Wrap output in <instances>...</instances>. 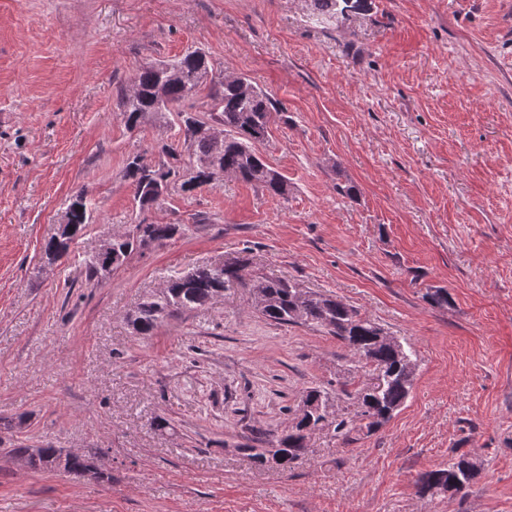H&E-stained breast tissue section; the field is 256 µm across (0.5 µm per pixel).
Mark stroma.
<instances>
[{
  "instance_id": "obj_1",
  "label": "stroma",
  "mask_w": 512,
  "mask_h": 512,
  "mask_svg": "<svg viewBox=\"0 0 512 512\" xmlns=\"http://www.w3.org/2000/svg\"><path fill=\"white\" fill-rule=\"evenodd\" d=\"M196 45L269 93L260 149L287 197L226 178L136 206L128 158L179 136L128 128L120 93ZM81 189L91 221L41 270ZM143 222L184 232L87 280L101 238ZM227 257L409 343L401 410L346 445L315 435L288 471L238 452L284 433L307 388L372 376L240 287L133 333L145 295ZM46 445L93 453L103 479L10 454ZM460 453L482 463L467 494H421ZM0 512H512V0H372L338 23L309 0H0Z\"/></svg>"
}]
</instances>
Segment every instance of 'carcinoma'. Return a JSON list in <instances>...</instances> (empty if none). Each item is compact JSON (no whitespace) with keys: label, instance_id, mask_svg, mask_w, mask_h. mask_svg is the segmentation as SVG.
<instances>
[{"label":"carcinoma","instance_id":"obj_1","mask_svg":"<svg viewBox=\"0 0 512 512\" xmlns=\"http://www.w3.org/2000/svg\"><path fill=\"white\" fill-rule=\"evenodd\" d=\"M314 11L329 18L344 19L352 12L368 11V0H311ZM249 95L241 93L236 80L216 76L214 65L204 49L196 47L172 61L148 62L134 78L132 89L123 94L120 106L125 123L133 129L153 120L178 126L184 150L193 162L182 164V152L172 144L158 145V161L148 164L141 156L128 160L125 178L131 180L134 201L140 210L159 202L151 192L157 184L165 193L177 189L190 193L224 177L262 187L271 196L288 195V179L271 166L256 144L268 135L272 101L266 90L249 77ZM210 87L205 112L195 110L190 99ZM70 208L72 236L80 237L91 217V203L81 190L66 200ZM132 235L112 239V247L126 257L148 238L162 244L179 232L178 224H136ZM69 246L50 237L43 246L42 259L59 261ZM249 261L243 258L224 263L215 271L201 265L169 280L159 294H150L139 303L128 322L138 336H151L169 317L189 314L211 304L221 290L232 284L249 289L255 309L277 325H304L323 329L336 338L363 368L376 372L375 381L352 397L354 412L335 403V396L321 387H310L302 403L313 404L322 414L305 417L288 427V433L275 440L256 436L238 447L259 466L274 464L286 471L304 454L310 435L326 430L347 443L354 430L373 433L387 423L403 406L413 385L415 351L407 342L386 344L378 340L382 329L355 308L333 296L306 291L281 278L253 277L247 273ZM9 453L34 472L64 471L74 476L97 471L92 455L67 452L49 445L40 448H12ZM481 464L470 454H460L438 468L420 474V492L459 494L479 475Z\"/></svg>","mask_w":512,"mask_h":512}]
</instances>
